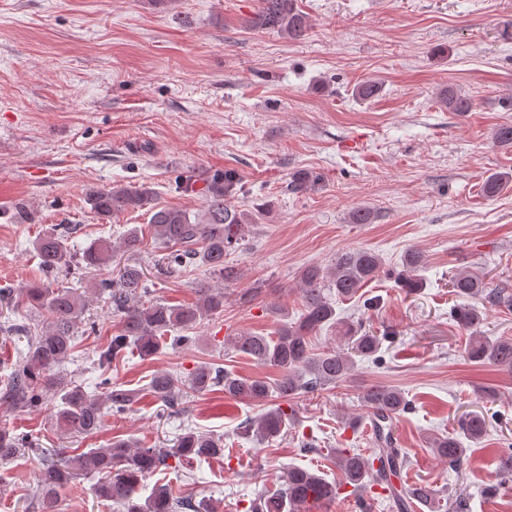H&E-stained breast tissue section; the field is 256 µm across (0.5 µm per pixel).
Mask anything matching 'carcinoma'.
I'll return each instance as SVG.
<instances>
[{"label": "carcinoma", "mask_w": 512, "mask_h": 512, "mask_svg": "<svg viewBox=\"0 0 512 512\" xmlns=\"http://www.w3.org/2000/svg\"><path fill=\"white\" fill-rule=\"evenodd\" d=\"M253 29L275 30L297 41L309 29L307 17L298 9L297 0H260L257 13L249 21ZM382 84L364 81L352 90L353 96L370 100L380 94ZM439 102L450 112L463 115L471 111L470 96L458 86L450 85L441 91ZM506 173L490 175L483 184V193L497 196L508 186ZM238 181L231 170L217 171L207 183L205 205L193 215L185 209L161 205L156 192L144 184L101 188L89 191L87 203L102 220L125 212L146 211L154 234L167 252L154 260L155 272L162 277L178 275L196 263L228 282L238 278L237 267L227 256L244 241L248 225L258 223L257 214L231 204ZM66 234L52 228L38 236L33 243L40 258L42 271L56 273L69 264L72 255ZM142 237L137 228L128 229L119 241L100 239L83 251L82 261L88 268H101L116 261V253L135 255L141 251ZM425 265L424 255L414 249L404 253L397 281L413 294L421 290L423 281L418 272ZM382 272V260L371 250L344 251L327 271L317 266L302 270L301 313L288 321V312L277 309L282 321L271 335L240 333L224 337V350L250 357L256 364L279 371L276 382L241 377L222 367L203 366L189 380V388L203 393L214 387L224 390V396L255 404L266 403L273 394L285 400L300 392L320 390L351 379L356 368L355 357H372L382 348L383 338L354 327L339 316L335 301L357 297L361 288L376 280ZM452 292L461 298H482L494 306L512 307V285L504 281L491 288L483 276L460 272L449 280ZM108 295L112 310L121 319V330L100 350L98 368L118 362L131 350L147 360L156 355L167 334L177 329L197 326L205 318L224 310V291L221 288H202L199 302L194 306L170 305L143 300L149 293L147 279L140 265L125 263L118 266L117 277L103 279L93 288L78 291L73 288H54L39 283L26 288L30 310L44 311L49 321L42 330L29 337L28 350L22 354L13 371L0 385V405L12 409L38 408L56 399L57 425L85 436L101 429L104 408L115 414L125 412L137 399V392L100 378L96 388L101 393L88 394L80 386L65 383L59 368L70 358L75 348V326L84 313L88 295ZM455 319L464 328H473L482 321L474 307H460ZM335 328L343 340L336 349L317 352L310 335ZM467 360L492 364L512 373V339H490L471 336L466 344ZM150 391L169 407L179 404L183 395L175 380L167 373L151 378ZM369 413L378 440L383 448L372 449L370 456L349 448H334L332 456L342 473V480L330 483L315 472L300 466L288 468L282 484L266 491L252 501L247 512H311L310 505L329 503L336 499L343 486L367 490L378 486L397 503L399 512H410L415 503H426L435 497L430 486L417 483L407 490L394 487L391 477L407 464L402 449L396 447L393 425L409 407L405 393L392 385L370 383L358 393ZM295 409L278 406L262 413L242 426V434L267 441L282 432L293 420ZM463 435L471 440L481 439L486 432L485 418L468 414L459 421ZM434 454L452 467L464 461L467 449L453 436H435L429 441ZM37 454L42 467L37 479L34 512H57L59 490L88 473L99 475L93 486L96 498L109 501L119 512H217L209 500L195 502L172 494L170 485L157 483L145 499L138 497L139 487L161 468L178 472L190 462L206 460L224 454V441L212 435L188 430L181 434L171 448H142L130 439L114 438L102 448L64 455L38 446L28 435L15 434L0 427V462L10 461L24 452ZM512 481V455L500 459V480L491 483L486 493L498 492Z\"/></svg>", "instance_id": "1"}]
</instances>
